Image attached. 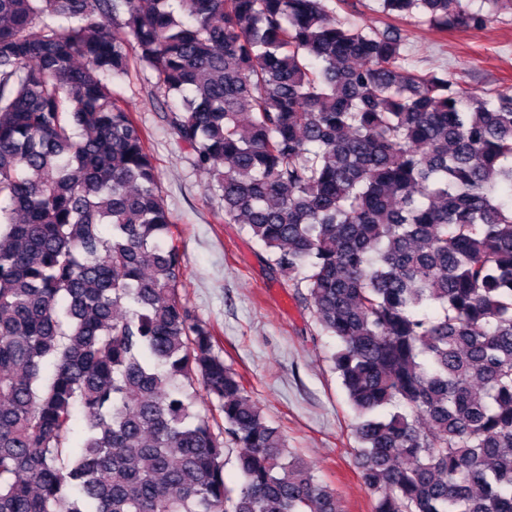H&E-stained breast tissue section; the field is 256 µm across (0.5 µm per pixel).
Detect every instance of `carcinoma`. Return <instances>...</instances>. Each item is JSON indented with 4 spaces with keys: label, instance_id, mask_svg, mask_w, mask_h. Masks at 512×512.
Returning <instances> with one entry per match:
<instances>
[{
    "label": "carcinoma",
    "instance_id": "carcinoma-1",
    "mask_svg": "<svg viewBox=\"0 0 512 512\" xmlns=\"http://www.w3.org/2000/svg\"><path fill=\"white\" fill-rule=\"evenodd\" d=\"M373 2L0 0V512H344L182 298L137 71L336 338L372 512H512V88L399 28L512 0Z\"/></svg>",
    "mask_w": 512,
    "mask_h": 512
}]
</instances>
